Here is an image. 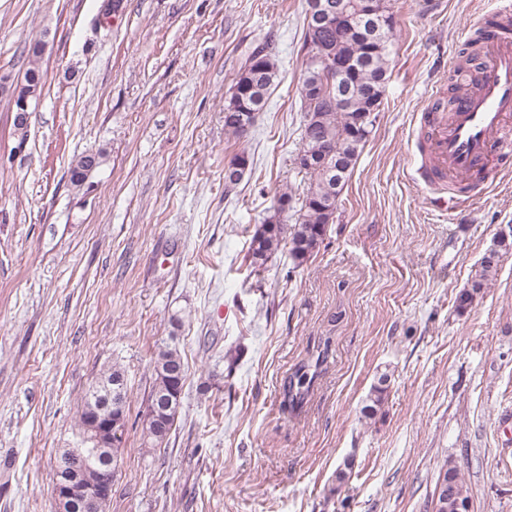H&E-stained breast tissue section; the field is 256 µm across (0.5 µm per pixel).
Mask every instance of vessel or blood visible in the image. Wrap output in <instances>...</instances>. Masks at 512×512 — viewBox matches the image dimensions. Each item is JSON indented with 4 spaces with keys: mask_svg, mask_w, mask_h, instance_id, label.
<instances>
[{
    "mask_svg": "<svg viewBox=\"0 0 512 512\" xmlns=\"http://www.w3.org/2000/svg\"><path fill=\"white\" fill-rule=\"evenodd\" d=\"M510 17L512 0H496L494 11L477 21L484 31L478 91L458 101L454 116L430 105L421 114L420 130L428 135L430 148L410 179L432 195L463 186L481 193L492 177L493 156L512 155V39L496 26Z\"/></svg>",
    "mask_w": 512,
    "mask_h": 512,
    "instance_id": "vessel-or-blood-1",
    "label": "vessel or blood"
}]
</instances>
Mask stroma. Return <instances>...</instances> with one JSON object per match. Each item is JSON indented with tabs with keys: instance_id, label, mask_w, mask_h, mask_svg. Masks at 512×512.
I'll return each instance as SVG.
<instances>
[{
	"instance_id": "1",
	"label": "stroma",
	"mask_w": 512,
	"mask_h": 512,
	"mask_svg": "<svg viewBox=\"0 0 512 512\" xmlns=\"http://www.w3.org/2000/svg\"><path fill=\"white\" fill-rule=\"evenodd\" d=\"M101 4L0 0V76L20 79L30 45H47L26 132L0 90V512H53L55 459L83 447L81 396L112 365L131 424L107 512H431L447 463L471 512H512V252L456 307L512 239V175L445 208L407 176L417 114L483 0H391L381 110L299 267L288 243L260 266L250 244L274 198L305 186L306 0H122L107 19ZM263 40L279 77L237 139L224 94ZM89 150L105 161L73 186ZM241 150L253 168L228 195ZM165 345L186 381L154 447L139 422ZM102 158V154L98 152H88L79 156L74 162H72L70 167L69 172L71 184L76 187H81L89 179L91 173L100 166ZM88 160H93L95 162V169L91 173H88ZM499 250L496 248L491 249L479 262L477 269L474 271V275L471 276L470 284L467 288L463 289L457 296V308L459 310H465L474 300L476 294L484 288L485 283L489 280V277L493 272L499 261Z\"/></svg>"
}]
</instances>
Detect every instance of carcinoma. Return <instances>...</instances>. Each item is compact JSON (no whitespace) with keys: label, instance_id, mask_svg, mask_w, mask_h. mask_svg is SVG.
Here are the masks:
<instances>
[{"label":"carcinoma","instance_id":"cac0c4a2","mask_svg":"<svg viewBox=\"0 0 512 512\" xmlns=\"http://www.w3.org/2000/svg\"><path fill=\"white\" fill-rule=\"evenodd\" d=\"M392 30L391 26L381 27L369 37L360 36L358 31L346 27H332L325 32L324 41L334 54V59L347 65V77L344 84L338 87L324 69H304L302 83L315 85V91L302 97L304 116L310 117V120L303 121L300 150L304 151L316 143L324 148L329 162L322 169L299 167V171L308 177L302 195L295 198L283 192L275 198L276 204L267 211L252 237L254 261H265L286 240L294 265L299 267L313 257L323 242L341 191L376 123V119L367 116L368 100L371 97H377L375 111H380V97L388 81ZM277 78L278 69L269 46L265 43L256 45L239 67L224 98V130L239 139L245 137L242 114L264 110ZM90 160L98 167L102 162V154L84 153L72 162V185L80 187L89 179ZM283 199L299 205L298 218L290 226L283 224L284 210L277 207V202ZM511 246L507 238L501 237L497 247L483 256L471 276L469 286L456 298L458 309L464 310L471 305L475 295L495 272L499 249ZM123 376L121 370L111 367L88 386L81 399L77 423H82L84 412L95 398L97 389ZM185 380V365L177 349L166 347L159 350L154 361L151 392L175 396L183 392ZM179 406L180 401L175 399L162 414L156 417L148 414L144 416L142 434L148 443L156 447L166 440ZM72 467L96 470L94 448L87 449L84 460H71L65 451L56 457L55 471ZM443 476L448 481L450 501L439 512H454L451 509L453 501L470 499L468 487L454 466H446Z\"/></svg>","mask_w":512,"mask_h":512}]
</instances>
